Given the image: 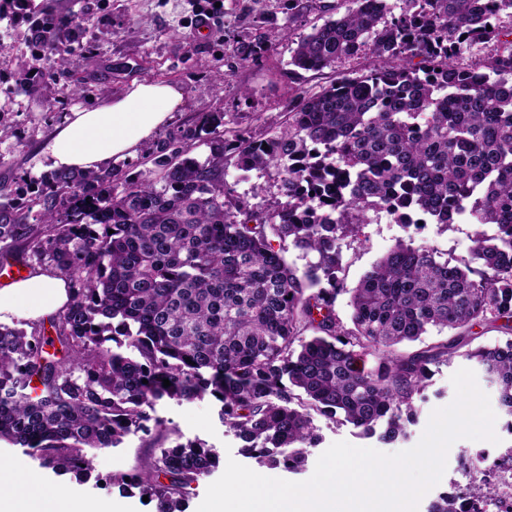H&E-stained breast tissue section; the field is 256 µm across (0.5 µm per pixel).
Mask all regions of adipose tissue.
I'll list each match as a JSON object with an SVG mask.
<instances>
[{
	"instance_id": "obj_1",
	"label": "adipose tissue",
	"mask_w": 512,
	"mask_h": 512,
	"mask_svg": "<svg viewBox=\"0 0 512 512\" xmlns=\"http://www.w3.org/2000/svg\"><path fill=\"white\" fill-rule=\"evenodd\" d=\"M170 83L139 82L103 106L73 110L57 126L44 153L49 170L86 171L134 155L167 124L182 102ZM69 301L65 280L49 274L16 279L0 288V322L36 321ZM0 512H118L111 500L67 494L37 484L18 493L0 476Z\"/></svg>"
}]
</instances>
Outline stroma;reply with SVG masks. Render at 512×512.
I'll return each mask as SVG.
<instances>
[{"label":"stroma","mask_w":512,"mask_h":512,"mask_svg":"<svg viewBox=\"0 0 512 512\" xmlns=\"http://www.w3.org/2000/svg\"><path fill=\"white\" fill-rule=\"evenodd\" d=\"M59 13L70 17L87 14L96 40L89 52L69 55L64 71L55 80L34 79L31 89L18 82L16 63L29 57V51L16 42V32L26 25L19 16L0 19V41L10 45L6 64L0 65V107L11 113L13 134L0 144V183L14 184L21 177H30L40 160L39 152L64 116L77 107L98 106L124 93L135 82H164L178 86L184 99L168 122L169 128L195 125L200 113L220 112L227 131L244 130L255 138L266 137L288 119L291 88L315 92L344 76L366 73L371 58H355L337 64L336 68L319 73L293 74L290 59L291 39L287 29L309 32L317 23V15H308L292 24L287 13L271 9L265 32L275 37L273 53L257 64L236 68L224 83H217L214 73L224 67V55L234 41L253 36L254 31L243 19L233 0H219L220 7L211 20L207 35L196 29L199 13L208 8L210 0H58ZM92 54L93 65H86L85 54ZM84 84L80 97H71L66 89L70 82ZM475 225L463 221L448 228L430 223L408 234L383 212H370L355 242L343 248L344 279L354 287L361 275L398 242L414 236L448 254L459 262L470 258ZM464 358H453L435 373L427 391L428 400L420 409L418 420L410 426L406 438L386 444L377 438H364L353 428L333 424L324 417L314 420L320 441L312 448L305 469L293 473L281 467L260 466L241 452L242 442L220 422L219 404L205 398L192 402L163 399L150 412L169 442L199 440L215 448L220 458H233L255 469L256 473L294 482L308 480L319 456L336 441L344 440L357 447H369L384 453H395L416 446L428 424L432 411L450 404L455 396L452 375L467 367ZM498 443L461 439L450 448L446 471L440 483L421 500L418 512H428L430 504L441 493L465 485L467 479L460 468L462 459L484 452L497 457L512 446V435L498 430ZM151 436L136 433L125 438L116 448L94 451L96 474L105 477L116 472L134 473L144 460L153 455ZM0 470L12 474L18 484L32 481L87 497L107 498L126 505L128 512H152L137 492L80 482L74 474L57 476L40 468L23 449L0 442Z\"/></svg>","instance_id":"1"}]
</instances>
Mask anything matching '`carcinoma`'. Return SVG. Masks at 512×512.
Wrapping results in <instances>:
<instances>
[{
	"instance_id": "1",
	"label": "carcinoma",
	"mask_w": 512,
	"mask_h": 512,
	"mask_svg": "<svg viewBox=\"0 0 512 512\" xmlns=\"http://www.w3.org/2000/svg\"><path fill=\"white\" fill-rule=\"evenodd\" d=\"M273 1L290 23L324 19L288 65L321 71L370 55L373 67L315 93L292 89L286 125L261 139L228 138L224 113L206 112L146 144L151 167L134 177L108 166L0 184V257L70 292L47 323L0 324V441L57 474L135 488L155 512H185L219 464L215 449L178 443L104 479L88 450L149 431L164 398H215L244 454L297 472L319 440L313 415L404 438L433 368L460 354L496 385L512 434V26L496 23L512 18V0H246L242 12L259 28ZM88 34V17L63 22L46 3L24 44L54 77ZM489 43L479 66L456 64ZM272 50L266 33L238 41L215 77ZM201 132L203 161L191 156ZM230 164L272 180L278 196L262 184L250 200L235 195ZM372 209L407 228L416 214L479 225L470 261L400 241L346 287L342 245ZM292 249L303 266L287 261ZM499 320L505 341L472 346L474 327ZM433 329L450 337L400 349ZM465 463L467 484L429 512H486L504 495L512 448Z\"/></svg>"
}]
</instances>
